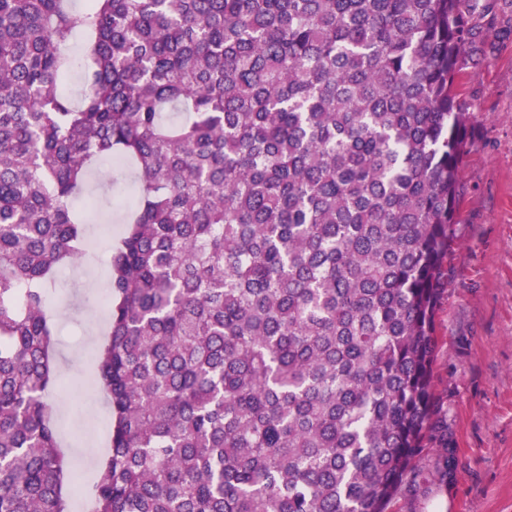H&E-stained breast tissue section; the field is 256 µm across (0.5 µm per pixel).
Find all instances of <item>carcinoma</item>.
<instances>
[{"label":"carcinoma","instance_id":"cac0c4a2","mask_svg":"<svg viewBox=\"0 0 512 512\" xmlns=\"http://www.w3.org/2000/svg\"><path fill=\"white\" fill-rule=\"evenodd\" d=\"M471 2L0 0V512H68L46 288L104 158L137 185L91 512H387L416 482Z\"/></svg>","mask_w":512,"mask_h":512}]
</instances>
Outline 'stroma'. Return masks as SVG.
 Masks as SVG:
<instances>
[{"instance_id":"1","label":"stroma","mask_w":512,"mask_h":512,"mask_svg":"<svg viewBox=\"0 0 512 512\" xmlns=\"http://www.w3.org/2000/svg\"><path fill=\"white\" fill-rule=\"evenodd\" d=\"M481 36L463 58L459 100L469 112L471 147L461 162L464 195L436 314L435 440L417 462L414 486L388 512H512V0H475L469 18ZM127 193L105 180L88 214V253L62 268L49 290L54 367L49 403L73 480L93 483V456H106L107 403L98 392L92 339L101 335L97 299L106 258L121 235ZM453 448L447 481L439 442Z\"/></svg>"}]
</instances>
